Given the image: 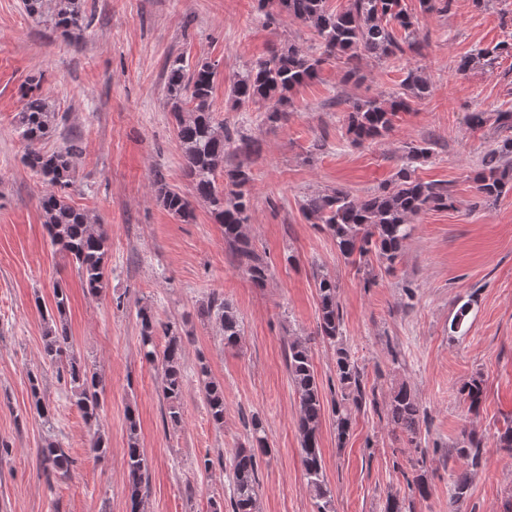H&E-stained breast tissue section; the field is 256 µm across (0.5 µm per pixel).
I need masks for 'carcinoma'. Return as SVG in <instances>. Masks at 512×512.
Here are the masks:
<instances>
[{
  "mask_svg": "<svg viewBox=\"0 0 512 512\" xmlns=\"http://www.w3.org/2000/svg\"><path fill=\"white\" fill-rule=\"evenodd\" d=\"M26 14L49 22L64 34L88 26L83 0H22ZM259 10L267 23L285 13L311 28L320 42L322 53L313 57L292 43H283L270 52L267 59L246 67L230 85L229 96L236 107L249 104L266 105V120L278 123L291 106V94L299 86L315 79L319 68L331 57L345 59L346 77L359 73L363 56L386 60L408 52L422 55L419 17L408 13L401 0H350L348 8L333 11L327 0H258ZM218 74L217 65L199 59L189 65L181 56L167 67V104L176 125L185 173L191 180L194 196L203 201L216 223L224 231V243L235 254L238 266L250 281L261 287L269 273V262L259 255L248 236L251 199L246 186L252 180L250 169L235 165L224 168L226 158L235 153L256 152L254 142L244 135L235 136L229 128L215 120L212 94ZM403 86L406 93L388 100L360 99L350 103L347 132L351 141L362 144L387 136L394 129L397 114L406 110L408 98L420 99L428 92L426 81L408 73ZM22 109L19 112V135L25 143L22 163L40 177L46 186L39 199L43 224L51 245L65 253L78 271L85 288L95 293L106 286L110 238L102 225L89 212L68 201L73 158L81 153L79 141L73 139L61 148L48 152L42 143L51 133L54 111L47 99L37 92L34 79L19 87ZM430 154V148L412 146L405 161L395 173L391 186L355 197L343 189H334L306 199L301 210L305 219L328 232L345 260L369 266L372 261L392 267L410 235V221L428 210L454 208L448 185L423 182L414 176L413 164ZM224 183H218V175ZM476 191L483 202L496 201L507 186H512V138L496 142L486 153L481 168L474 176ZM157 201L173 217L183 223L194 221L191 202L184 194L171 189L164 176L154 174ZM319 295L317 334L335 347L337 392L331 402V413L338 442L348 438L352 415L347 403L362 406L366 401L363 372L357 359L343 344L342 316L337 301L336 279L318 270L313 275ZM68 295L64 288L54 290L53 312L44 317L43 355L64 368L74 397V405L86 422L99 426L101 397L94 368L71 353L65 317ZM200 315L215 319L224 333V345L235 347L241 336V323L236 311L223 299L212 297L200 309ZM140 342L146 361L161 367V390L168 403L166 418L177 427L182 423L180 399L185 385L182 367L184 342L181 334L168 323L159 324L150 310L138 313ZM163 330L167 336L164 349L156 350L155 335ZM288 375L298 397L301 460L308 485L316 499L317 512H332L333 494L323 472L320 434L325 402L317 381L311 355L306 344L294 340L286 353ZM204 377V399L212 421L224 424V387L210 377L206 364H201ZM32 406L39 417H51L50 404L41 395L38 380L29 378ZM459 393L475 409L483 394V379L474 376L464 382ZM388 423L406 433L413 443L421 431L423 415L414 392L402 383L394 388L386 405ZM248 447L237 449L231 464L233 495L232 512H254L259 487L258 462L269 452L261 418L251 417ZM127 476L131 512H138L147 486V459L139 445L135 414L127 415ZM467 466L481 462L480 441L471 437L457 449ZM41 463L50 473H65L72 460L65 450L47 439L39 449Z\"/></svg>",
  "mask_w": 512,
  "mask_h": 512,
  "instance_id": "carcinoma-1",
  "label": "carcinoma"
}]
</instances>
